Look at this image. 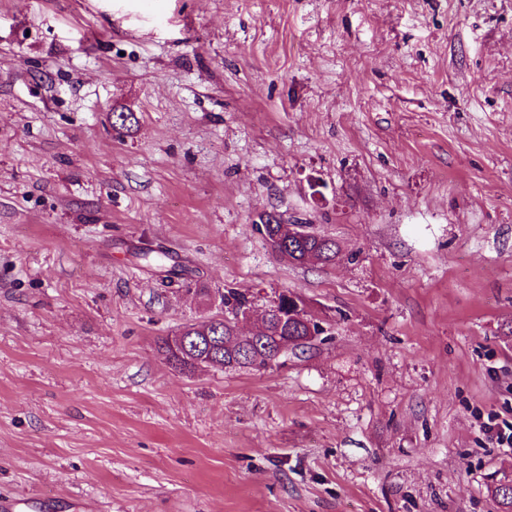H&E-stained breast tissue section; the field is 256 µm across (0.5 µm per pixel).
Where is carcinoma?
<instances>
[{
    "instance_id": "1",
    "label": "carcinoma",
    "mask_w": 512,
    "mask_h": 512,
    "mask_svg": "<svg viewBox=\"0 0 512 512\" xmlns=\"http://www.w3.org/2000/svg\"><path fill=\"white\" fill-rule=\"evenodd\" d=\"M280 225L279 218L266 217L254 222L256 231L266 241L272 252H286L292 256L293 264L304 265L306 257L313 256L320 263L326 265L336 259L338 247L336 242L319 234L308 236L290 237L283 235L276 239L270 225ZM294 293H282L279 295V305L267 320L263 321L265 333L262 342L250 347H242L232 341V329L222 320L203 321L199 323V329L189 330L190 336L187 348L176 354L172 342L175 338L167 336L162 339L159 349L165 359L172 366L184 371L193 372L201 368V365L192 362V359L202 354L211 356L218 361L220 367L226 369L251 368L261 370L267 367V362L276 357L279 343L286 340L291 344L290 350L303 351L310 345L309 328L302 319L293 316ZM224 308L231 311H246L253 306L250 297L232 289H228L222 295ZM493 493L499 499L502 512H512V483L502 482L498 484Z\"/></svg>"
}]
</instances>
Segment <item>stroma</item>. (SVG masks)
I'll use <instances>...</instances> for the list:
<instances>
[{"mask_svg": "<svg viewBox=\"0 0 512 512\" xmlns=\"http://www.w3.org/2000/svg\"><path fill=\"white\" fill-rule=\"evenodd\" d=\"M265 212L340 258L281 260ZM228 288L332 334L176 369L159 342ZM487 424L512 426V0H0V499L502 512Z\"/></svg>", "mask_w": 512, "mask_h": 512, "instance_id": "obj_1", "label": "stroma"}]
</instances>
